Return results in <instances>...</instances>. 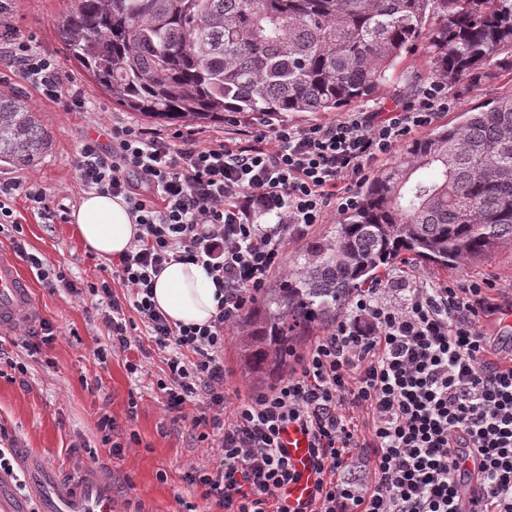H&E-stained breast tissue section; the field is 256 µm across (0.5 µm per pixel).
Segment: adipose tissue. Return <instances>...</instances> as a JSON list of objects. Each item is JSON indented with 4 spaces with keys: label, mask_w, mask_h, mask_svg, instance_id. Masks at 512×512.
Instances as JSON below:
<instances>
[{
    "label": "adipose tissue",
    "mask_w": 512,
    "mask_h": 512,
    "mask_svg": "<svg viewBox=\"0 0 512 512\" xmlns=\"http://www.w3.org/2000/svg\"><path fill=\"white\" fill-rule=\"evenodd\" d=\"M75 229L98 256L112 258L127 251L136 226L122 199L90 193L72 214ZM216 289L203 265L174 261L155 281L154 301L172 322L201 325L217 311Z\"/></svg>",
    "instance_id": "ef3b65f1"
}]
</instances>
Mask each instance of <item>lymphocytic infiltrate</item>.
I'll list each match as a JSON object with an SVG mask.
<instances>
[{"label":"lymphocytic infiltrate","instance_id":"lymphocytic-infiltrate-1","mask_svg":"<svg viewBox=\"0 0 512 512\" xmlns=\"http://www.w3.org/2000/svg\"><path fill=\"white\" fill-rule=\"evenodd\" d=\"M0 62L44 98L86 111L58 61L21 41L1 4ZM451 105L447 85L431 81L385 112L262 121L246 137L203 145L180 129L116 122L110 148L89 139L74 159L83 190L123 198L138 226L107 277L81 284L27 251L16 193L47 223L66 218L36 184L0 182V233L12 230L15 252L48 288L94 298L108 336L99 365L131 348L139 324L165 352L157 388L168 413L191 421L200 440L221 432L217 465L185 477L223 512H294L291 429L306 436L317 474L305 512H512V359L479 329L501 309L488 281L362 290L269 388L243 396L224 383V330L284 272L288 242L329 211L355 209L372 163ZM178 260L203 264L217 289L206 324L171 323L154 301L156 277ZM355 463L364 482L345 476Z\"/></svg>","mask_w":512,"mask_h":512}]
</instances>
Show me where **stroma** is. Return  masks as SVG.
<instances>
[{
    "label": "stroma",
    "instance_id": "35a3bbf8",
    "mask_svg": "<svg viewBox=\"0 0 512 512\" xmlns=\"http://www.w3.org/2000/svg\"><path fill=\"white\" fill-rule=\"evenodd\" d=\"M73 0H8L18 36L40 53L56 58L73 87L81 92L88 109L68 112L43 98L26 81L10 72L0 73V84L22 90L33 104L42 125L49 131L52 148L33 171L0 167V179L37 181L48 195L76 210L85 196L75 177V154L85 139L102 147L111 143L115 121L149 127V120L113 105L103 91L68 54L57 25L72 8ZM425 47H417L397 67L385 88L368 101L364 110H387L409 96L415 77L425 63ZM23 237L28 252L45 257L64 268L80 282L96 281L104 260L89 251L75 233L73 223H43L28 210L24 196H17ZM442 282L462 278L493 281L501 304L512 303V245L504 244L490 258L463 268L440 269L410 262L392 267L387 277L400 274ZM33 294L41 320L60 333L49 346L33 351L19 331L0 333V351L25 364L27 371L0 377V439L12 442L19 454L44 456L59 475L69 476L87 468L106 478L122 512H182L195 506L197 512H218L198 485L187 482L192 467H212L219 451L200 442L189 423L173 422L157 394L156 381L165 368L163 354L149 337L100 366L94 356L106 344V331L90 302L63 290L49 291L33 282ZM139 364L138 373L126 369ZM136 400V413H129V400ZM116 421L115 440L125 453L110 455L97 424L102 414Z\"/></svg>",
    "mask_w": 512,
    "mask_h": 512
}]
</instances>
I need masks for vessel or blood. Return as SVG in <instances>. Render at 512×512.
Returning a JSON list of instances; mask_svg holds the SVG:
<instances>
[{
    "mask_svg": "<svg viewBox=\"0 0 512 512\" xmlns=\"http://www.w3.org/2000/svg\"><path fill=\"white\" fill-rule=\"evenodd\" d=\"M38 308L31 286L22 274L17 258L0 250V332L32 322ZM288 451L302 473L289 494L292 501H306L313 490L317 475L312 471L307 455V443L297 432L285 436ZM30 480L29 497L32 507L22 512H119L110 484L91 474H80L73 483L59 480L54 470L38 456L27 460Z\"/></svg>",
    "mask_w": 512,
    "mask_h": 512,
    "instance_id": "1",
    "label": "vessel or blood"
}]
</instances>
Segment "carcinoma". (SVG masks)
I'll return each mask as SVG.
<instances>
[{
	"label": "carcinoma",
	"instance_id": "carcinoma-1",
	"mask_svg": "<svg viewBox=\"0 0 512 512\" xmlns=\"http://www.w3.org/2000/svg\"><path fill=\"white\" fill-rule=\"evenodd\" d=\"M58 29L113 102L164 124L336 112L376 95L419 43L421 85H511L410 143L248 307L234 340L259 388L404 256L461 268L512 242V0H73ZM50 147L23 92L0 89V167L32 169Z\"/></svg>",
	"mask_w": 512,
	"mask_h": 512
}]
</instances>
